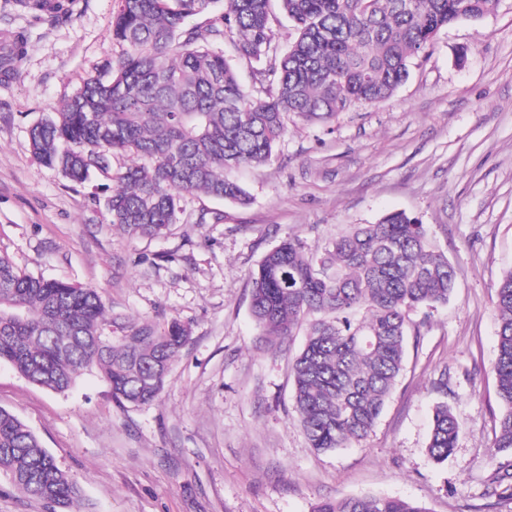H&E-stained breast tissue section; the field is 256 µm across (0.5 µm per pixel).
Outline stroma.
<instances>
[{
  "instance_id": "35a3bbf8",
  "label": "stroma",
  "mask_w": 512,
  "mask_h": 512,
  "mask_svg": "<svg viewBox=\"0 0 512 512\" xmlns=\"http://www.w3.org/2000/svg\"><path fill=\"white\" fill-rule=\"evenodd\" d=\"M113 8L75 0L67 15L39 20L0 0V35L26 36L16 73L0 82V255L96 288L118 322L192 328L149 406H119L95 370L54 393L0 363V407L80 484L78 512H313L362 493L428 512H512L488 494L496 464L512 461L491 451L501 412L494 301L512 269V0L442 30L379 106H352L328 127L289 119L269 163L232 173L250 205L183 196L178 222L151 241L123 235L105 208L125 157L76 184L29 142L116 52ZM393 210L428 226L456 270L454 294L410 311L404 369L369 436L318 452L292 401L306 331L269 346L251 316L250 275L286 239L317 254ZM443 370L459 435L437 464L427 445Z\"/></svg>"
}]
</instances>
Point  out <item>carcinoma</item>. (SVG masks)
I'll use <instances>...</instances> for the list:
<instances>
[{"instance_id": "carcinoma-1", "label": "carcinoma", "mask_w": 512, "mask_h": 512, "mask_svg": "<svg viewBox=\"0 0 512 512\" xmlns=\"http://www.w3.org/2000/svg\"><path fill=\"white\" fill-rule=\"evenodd\" d=\"M270 0H115L112 36L120 50L106 61L110 78H90L59 111L32 126L33 155L82 183L107 171L115 155L132 163L115 175L105 207L112 225L149 239L176 223L180 200L203 193L245 206L248 191L224 171L264 164L288 115L329 125L360 103L376 106L409 77L438 32L482 20L499 0H280L298 36L284 53L273 44ZM25 11L66 15L72 0H16ZM212 13L206 22L190 19ZM230 41L249 61L252 89L224 56ZM250 309L272 345L307 324L292 360L294 406L316 451L345 448L375 427L403 370L408 312L448 303L455 269L427 226L404 211L356 224L308 255L295 239L267 252L250 275ZM493 366L502 405L494 447L512 449V270L501 279ZM94 288L18 270L0 255V362L29 381L65 392L97 370L119 405H150L162 393L191 327L173 318L159 328L133 322L110 330ZM429 458L448 459L458 438L448 409V373L433 382ZM0 472L49 512H73L82 497L35 433L0 407ZM490 493L512 500V463L490 477ZM314 512H428L418 504L372 494L319 504Z\"/></svg>"}]
</instances>
